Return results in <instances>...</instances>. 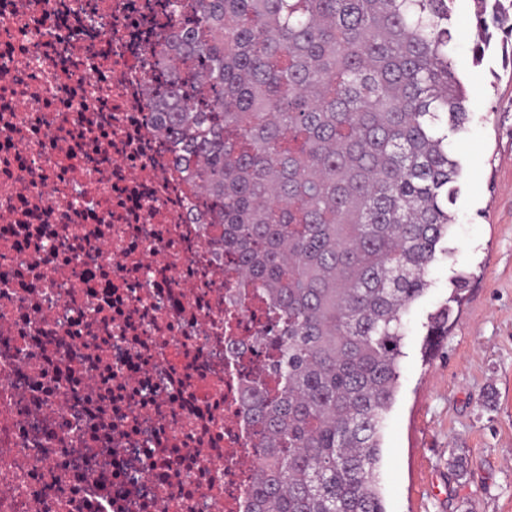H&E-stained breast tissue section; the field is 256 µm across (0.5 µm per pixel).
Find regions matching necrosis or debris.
Segmentation results:
<instances>
[{
	"mask_svg": "<svg viewBox=\"0 0 512 512\" xmlns=\"http://www.w3.org/2000/svg\"><path fill=\"white\" fill-rule=\"evenodd\" d=\"M156 0H0V512H251L256 290L145 107Z\"/></svg>",
	"mask_w": 512,
	"mask_h": 512,
	"instance_id": "obj_1",
	"label": "necrosis or debris"
}]
</instances>
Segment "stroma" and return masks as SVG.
Returning <instances> with one entry per match:
<instances>
[{"instance_id":"stroma-1","label":"stroma","mask_w":512,"mask_h":512,"mask_svg":"<svg viewBox=\"0 0 512 512\" xmlns=\"http://www.w3.org/2000/svg\"><path fill=\"white\" fill-rule=\"evenodd\" d=\"M474 25L455 34L456 68L474 89L473 113L453 144L462 165L453 258L429 274L408 316L399 390L387 415L381 487L387 512H512V48L494 35L481 64ZM471 273L455 322L431 359L428 313L455 272ZM466 454L465 475L451 461Z\"/></svg>"}]
</instances>
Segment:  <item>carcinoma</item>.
I'll list each match as a JSON object with an SVG mask.
<instances>
[{"instance_id": "cac0c4a2", "label": "carcinoma", "mask_w": 512, "mask_h": 512, "mask_svg": "<svg viewBox=\"0 0 512 512\" xmlns=\"http://www.w3.org/2000/svg\"><path fill=\"white\" fill-rule=\"evenodd\" d=\"M155 129L211 203L266 304L268 368L243 395L265 448L252 512H386L382 434L405 317L453 257L449 208L472 93L454 0H165ZM473 60L512 40V0H480ZM426 345L448 335L451 277Z\"/></svg>"}]
</instances>
